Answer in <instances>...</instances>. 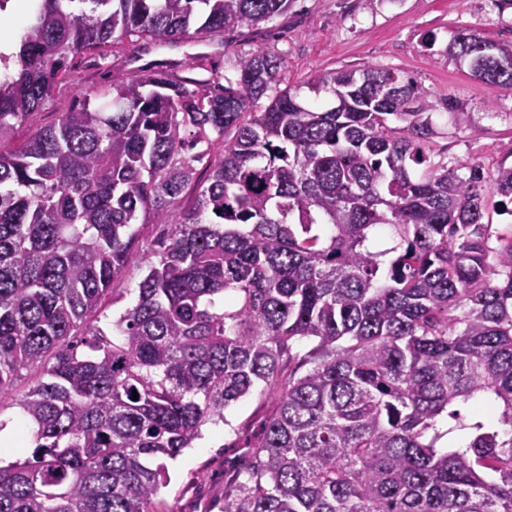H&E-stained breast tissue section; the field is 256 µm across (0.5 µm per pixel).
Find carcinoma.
<instances>
[{
	"mask_svg": "<svg viewBox=\"0 0 512 512\" xmlns=\"http://www.w3.org/2000/svg\"><path fill=\"white\" fill-rule=\"evenodd\" d=\"M291 2L38 0L0 55V143L77 54L215 37ZM448 56L512 91V47L463 30ZM175 67L0 149V395L35 377L17 403L33 459L0 466V512H150L163 459L260 382L277 408L224 512H512V236L493 247L484 223L494 195L512 215V165L434 161V105L390 70L313 78L337 101L318 110L262 51L222 83ZM138 224L170 232L111 339L95 322ZM380 229L393 245L373 251ZM285 356L307 372L283 378Z\"/></svg>",
	"mask_w": 512,
	"mask_h": 512,
	"instance_id": "carcinoma-1",
	"label": "carcinoma"
}]
</instances>
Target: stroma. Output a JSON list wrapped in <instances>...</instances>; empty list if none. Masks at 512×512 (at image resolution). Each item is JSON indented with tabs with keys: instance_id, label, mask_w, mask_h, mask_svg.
<instances>
[{
	"instance_id": "stroma-1",
	"label": "stroma",
	"mask_w": 512,
	"mask_h": 512,
	"mask_svg": "<svg viewBox=\"0 0 512 512\" xmlns=\"http://www.w3.org/2000/svg\"><path fill=\"white\" fill-rule=\"evenodd\" d=\"M464 29L512 45V8L500 10L494 0H293L272 21L205 41L161 44L133 36L77 54L49 104L18 126L12 140L54 124L60 113L80 109L87 94L125 82L143 66L176 59L181 76L209 82L235 77L241 59L262 51L277 59L281 87L296 91L306 104H331L330 93L312 92L308 84L335 70L372 66L412 78L438 106L433 120L439 134L428 145L432 158L461 170L478 163L491 171L512 163V92L490 88L448 56L446 45ZM429 36L434 46H427ZM449 96L464 105L466 123L455 124L440 109ZM144 260L134 253L113 282L101 309L102 327L135 303ZM276 407V388L261 384L229 405L222 422L205 425L193 447L169 462V481L152 512H222L225 488L251 465L252 448Z\"/></svg>"
}]
</instances>
